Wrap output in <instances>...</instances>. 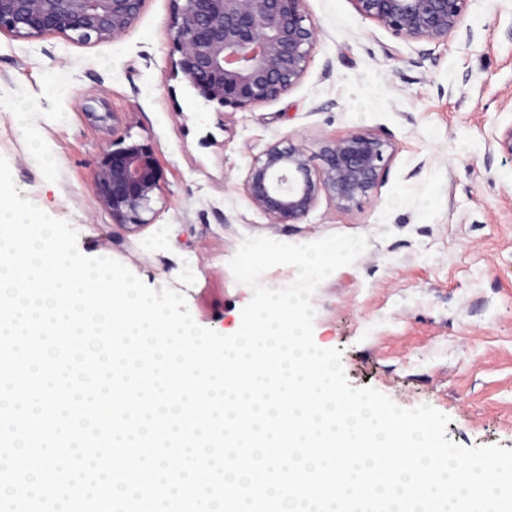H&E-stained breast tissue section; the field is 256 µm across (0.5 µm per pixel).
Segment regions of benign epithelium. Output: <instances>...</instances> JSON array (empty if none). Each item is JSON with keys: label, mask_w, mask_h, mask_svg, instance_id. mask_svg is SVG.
Returning a JSON list of instances; mask_svg holds the SVG:
<instances>
[{"label": "benign epithelium", "mask_w": 512, "mask_h": 512, "mask_svg": "<svg viewBox=\"0 0 512 512\" xmlns=\"http://www.w3.org/2000/svg\"><path fill=\"white\" fill-rule=\"evenodd\" d=\"M170 28L182 52L180 69L206 100L233 109L274 101L302 79L318 28L306 0H172ZM472 0H352L356 12L404 40L470 41ZM144 0H0V30L88 43L114 40L140 16ZM392 144L364 131L320 148L312 173L308 149L290 138L254 156L243 181L251 205L273 224H297L323 195L350 210L379 185ZM161 171L149 147L114 140L101 152L97 190L119 224L142 214L160 189Z\"/></svg>", "instance_id": "1"}]
</instances>
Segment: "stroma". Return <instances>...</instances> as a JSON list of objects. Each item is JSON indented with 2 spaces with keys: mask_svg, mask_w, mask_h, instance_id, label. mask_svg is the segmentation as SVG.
<instances>
[{
  "mask_svg": "<svg viewBox=\"0 0 512 512\" xmlns=\"http://www.w3.org/2000/svg\"><path fill=\"white\" fill-rule=\"evenodd\" d=\"M171 0H145L120 38L81 43L0 33V156L21 197L68 221L88 257L183 292L223 335L252 298L229 267L244 238L304 244L364 235L369 247L312 297L313 338L342 352L352 386L428 404L464 447L512 449V0H474L472 42H404L352 0H307L320 34L301 81L246 109L184 80ZM120 113L122 121H94ZM366 130L391 142L378 191L349 211L320 197L297 224L250 204L253 156L289 136L322 164L323 142ZM149 146L161 189L144 225L116 223L95 181L112 139Z\"/></svg>",
  "mask_w": 512,
  "mask_h": 512,
  "instance_id": "1",
  "label": "stroma"
}]
</instances>
